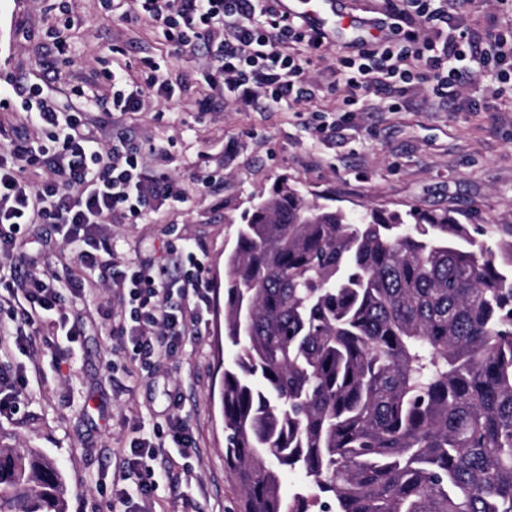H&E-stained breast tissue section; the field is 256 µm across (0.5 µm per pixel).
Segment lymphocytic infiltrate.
Returning a JSON list of instances; mask_svg holds the SVG:
<instances>
[{"label":"lymphocytic infiltrate","instance_id":"f902f5d3","mask_svg":"<svg viewBox=\"0 0 512 512\" xmlns=\"http://www.w3.org/2000/svg\"><path fill=\"white\" fill-rule=\"evenodd\" d=\"M119 4L128 23L160 24L175 53L201 51L214 58L220 78L210 87L234 104H250L261 96L279 110L310 99L308 70L331 45L325 33L307 27L302 18L280 14L277 0H100L107 15ZM386 17L392 26L385 37L336 57L331 73L342 112L365 111V94L386 88L424 84L444 101L458 96L478 73L492 82L512 80L505 68L512 62V41L503 40L494 28L477 32L463 18L449 16L436 0H404L403 8ZM144 66L151 74L142 86L124 72L103 70L101 78L112 94L95 99V106L122 116L140 111L147 95L163 106L174 102L179 93L159 79L160 62L148 60ZM25 112L44 136L0 146V254L21 249L23 225L51 224L72 245L86 276L63 279L29 272L1 278L0 303H16L22 323L11 330V343L0 344V353L25 350L28 328L49 319L67 342H77L80 329L63 313L65 296L84 298L110 283L116 287L112 333L127 337L130 360L147 365L172 356L202 318V257L185 246L184 275L159 284L147 263L117 264L112 238L99 227L115 218L127 224L149 222L162 205L185 203L183 185L167 173H148L143 145L122 140L104 149L84 112H60L41 90L29 91ZM47 164L54 167L53 178L38 184L25 179L27 168ZM159 448L147 438L132 442L114 483L119 502L134 493L150 495L166 477ZM133 474L139 482L131 490L126 482Z\"/></svg>","mask_w":512,"mask_h":512}]
</instances>
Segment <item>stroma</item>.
I'll list each match as a JSON object with an SVG mask.
<instances>
[{
    "label": "stroma",
    "mask_w": 512,
    "mask_h": 512,
    "mask_svg": "<svg viewBox=\"0 0 512 512\" xmlns=\"http://www.w3.org/2000/svg\"><path fill=\"white\" fill-rule=\"evenodd\" d=\"M64 31L63 52L52 33ZM167 44L151 25L132 26L103 16L99 0H0V130L12 139L37 132L14 87L37 75L56 54L58 103L83 106L75 87L89 88L112 61L142 76V63L161 61ZM328 50L311 75L314 96L297 112L263 105L240 107L207 90L213 70L203 55H183L163 64L162 78L181 85L177 102L160 107L145 99L142 111L98 124L97 136L111 146L117 133L162 145L164 155L147 156L148 168L165 170L183 183L188 201L164 208L145 224L103 225L121 260L152 263L155 277L182 274V246L205 253L204 278L210 306L177 354L147 369L121 352L102 309L112 288H98L87 301H67L69 320L81 336L67 344L44 325L29 354H15L12 367L25 381L15 414L0 416V448H35L61 469L67 512H115L112 479L122 450L142 435L165 429L171 415L185 417L193 449L167 448L166 479L149 497H133L130 512H239L238 489L224 465L222 373L224 344V256L244 211L288 179L307 199L358 213L364 208L447 210L464 224L512 225V88L504 89L494 112L432 111L424 92L412 89L396 112H358L340 121L333 112ZM326 114L323 131L315 112ZM214 170L220 180L197 186L194 176ZM23 257L0 256V275L14 267L67 275L78 271L75 254L52 225L30 224L21 233Z\"/></svg>",
    "instance_id": "1"
}]
</instances>
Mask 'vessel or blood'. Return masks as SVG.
Instances as JSON below:
<instances>
[{
  "mask_svg": "<svg viewBox=\"0 0 512 512\" xmlns=\"http://www.w3.org/2000/svg\"><path fill=\"white\" fill-rule=\"evenodd\" d=\"M341 0H279L284 15L304 17L311 27L328 34L336 42L362 40L372 31L369 24L353 23L349 13L340 9Z\"/></svg>",
  "mask_w": 512,
  "mask_h": 512,
  "instance_id": "b4317fda",
  "label": "vessel or blood"
}]
</instances>
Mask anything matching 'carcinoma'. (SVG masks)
I'll return each mask as SVG.
<instances>
[{"label":"carcinoma","instance_id":"obj_1","mask_svg":"<svg viewBox=\"0 0 512 512\" xmlns=\"http://www.w3.org/2000/svg\"><path fill=\"white\" fill-rule=\"evenodd\" d=\"M489 232L317 204L286 180L245 211L222 387L241 512H512V231ZM285 471L310 486L285 494ZM2 504L66 512L60 468L0 448Z\"/></svg>","mask_w":512,"mask_h":512}]
</instances>
